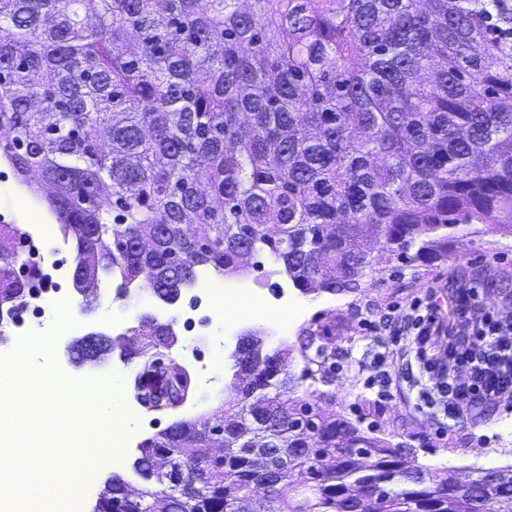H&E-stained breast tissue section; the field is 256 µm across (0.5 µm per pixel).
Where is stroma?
I'll use <instances>...</instances> for the list:
<instances>
[{"mask_svg": "<svg viewBox=\"0 0 512 512\" xmlns=\"http://www.w3.org/2000/svg\"><path fill=\"white\" fill-rule=\"evenodd\" d=\"M237 280L246 285L261 284L267 295L281 288L293 292L302 311L301 318L285 333L269 321L244 322L230 336L225 335L223 326L215 324L188 331L183 327V314L190 293H183L176 303L169 304L151 294L148 285L141 282L131 287L122 303L116 304L112 301L116 283L105 275L99 280L92 309L85 311L77 305L62 311V319L78 321L83 335L111 334L112 319L116 316L123 319L125 327H134L142 313H151L158 321L175 322L179 337L175 348L156 349V356L167 364L192 371L196 368L192 355L197 352L210 364L212 383L191 387L188 400L180 407L166 412L140 410L129 426L135 441L156 436L175 420L203 421L220 410L231 396L229 385L234 380L227 359L239 337L251 331L261 337L264 350L285 352L286 368L298 382L296 397L316 401L361 430L398 444L403 459L429 475L452 473L464 481L481 471L512 467V397L488 406L482 421H448L442 413L421 407L420 372L414 355L392 346L385 332L368 336L359 326L362 317L409 302L433 289L440 295V305H447L453 288L465 283L481 289L484 307L512 316V306L506 304L507 299H512V236L481 224L462 228L448 240L447 260L427 264L407 258L393 259L389 265L365 269L359 288L352 292H297L291 279L264 252L249 260ZM306 328L321 332L329 348L335 350V373L317 379L306 376L300 353V339ZM30 357L46 380L52 379L56 363L67 366L70 379L56 389L51 404L54 413L63 412L65 396L90 391L88 376L93 372L97 373L99 383L118 381L126 405L136 403L133 381L141 360L125 361L115 351L99 365L78 367L70 364L65 343L49 335L34 347ZM382 359L395 380L393 395L384 403L378 400L376 381V365ZM138 456L139 451L134 448L123 465L104 462L82 512H92L106 482L115 476L135 489L157 490L155 481L134 473L133 461Z\"/></svg>", "mask_w": 512, "mask_h": 512, "instance_id": "obj_1", "label": "stroma"}]
</instances>
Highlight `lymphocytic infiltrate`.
<instances>
[{
	"instance_id": "1",
	"label": "lymphocytic infiltrate",
	"mask_w": 512,
	"mask_h": 512,
	"mask_svg": "<svg viewBox=\"0 0 512 512\" xmlns=\"http://www.w3.org/2000/svg\"><path fill=\"white\" fill-rule=\"evenodd\" d=\"M479 305L477 288L463 284L454 289L449 311H441L431 292L382 317L416 351L431 381L423 390L425 400L452 420L480 421L486 405L512 396V318ZM441 340L447 348L443 359L430 353Z\"/></svg>"
}]
</instances>
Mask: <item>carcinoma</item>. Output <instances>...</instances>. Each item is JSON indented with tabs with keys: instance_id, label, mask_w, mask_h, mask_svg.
Instances as JSON below:
<instances>
[{
	"instance_id": "obj_1",
	"label": "carcinoma",
	"mask_w": 512,
	"mask_h": 512,
	"mask_svg": "<svg viewBox=\"0 0 512 512\" xmlns=\"http://www.w3.org/2000/svg\"><path fill=\"white\" fill-rule=\"evenodd\" d=\"M0 158L50 185L77 230L74 272L176 299L198 268L237 274L268 251L303 293L358 287L415 250L448 257L458 218L512 235V64L458 0H0ZM382 238L376 255L350 240ZM0 303L42 280L0 225ZM142 348L171 346L144 315ZM307 337L306 373L328 345ZM214 426L178 421L143 448L174 453L196 486L169 512H249L271 437L276 512H512V477L463 488L390 442L293 398L296 378L250 339ZM137 394L179 406L165 374ZM314 475L296 487L293 469ZM146 491L116 512H152Z\"/></svg>"
}]
</instances>
